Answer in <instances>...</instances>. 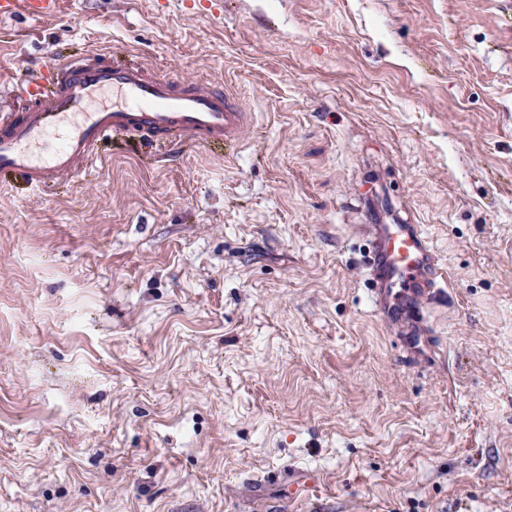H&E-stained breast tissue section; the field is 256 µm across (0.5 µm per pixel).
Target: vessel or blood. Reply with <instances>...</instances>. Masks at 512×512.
Wrapping results in <instances>:
<instances>
[{"instance_id": "1", "label": "vessel or blood", "mask_w": 512, "mask_h": 512, "mask_svg": "<svg viewBox=\"0 0 512 512\" xmlns=\"http://www.w3.org/2000/svg\"><path fill=\"white\" fill-rule=\"evenodd\" d=\"M57 0H0V19L24 8L54 15ZM12 107L0 112V178L20 179L22 192L69 183L103 163L99 148L131 133L163 155L192 146L236 148L253 116L226 88L164 75L121 62L74 58L61 63L49 86L38 78L16 86ZM369 243L363 270L378 313L412 315L423 324V305L447 274L419 224H365Z\"/></svg>"}]
</instances>
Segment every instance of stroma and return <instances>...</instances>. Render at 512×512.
Returning a JSON list of instances; mask_svg holds the SVG:
<instances>
[{
	"instance_id": "35a3bbf8",
	"label": "stroma",
	"mask_w": 512,
	"mask_h": 512,
	"mask_svg": "<svg viewBox=\"0 0 512 512\" xmlns=\"http://www.w3.org/2000/svg\"><path fill=\"white\" fill-rule=\"evenodd\" d=\"M70 57L197 75L255 126L0 183V512H512V0L0 19V89ZM370 211L448 271L420 331L372 306Z\"/></svg>"
}]
</instances>
